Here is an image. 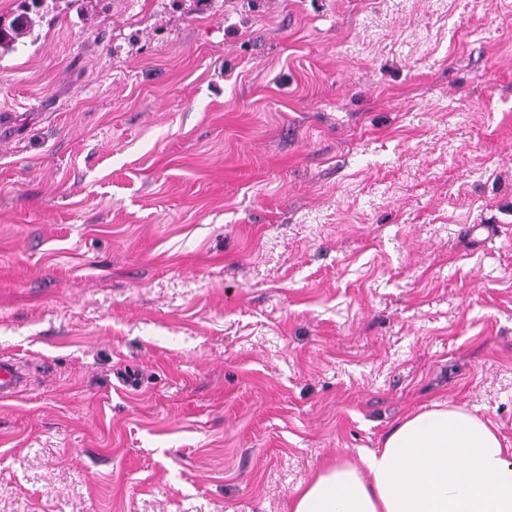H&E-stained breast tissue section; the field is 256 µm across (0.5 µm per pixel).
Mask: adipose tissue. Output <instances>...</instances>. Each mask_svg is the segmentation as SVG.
<instances>
[{"label": "adipose tissue", "mask_w": 512, "mask_h": 512, "mask_svg": "<svg viewBox=\"0 0 512 512\" xmlns=\"http://www.w3.org/2000/svg\"><path fill=\"white\" fill-rule=\"evenodd\" d=\"M362 461L324 469L292 512H512V454L467 407L402 416Z\"/></svg>", "instance_id": "ef3b65f1"}]
</instances>
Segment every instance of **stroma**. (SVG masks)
I'll return each instance as SVG.
<instances>
[{"label": "stroma", "mask_w": 512, "mask_h": 512, "mask_svg": "<svg viewBox=\"0 0 512 512\" xmlns=\"http://www.w3.org/2000/svg\"><path fill=\"white\" fill-rule=\"evenodd\" d=\"M4 358L0 512H290L436 403L512 448V0H42Z\"/></svg>", "instance_id": "obj_1"}]
</instances>
